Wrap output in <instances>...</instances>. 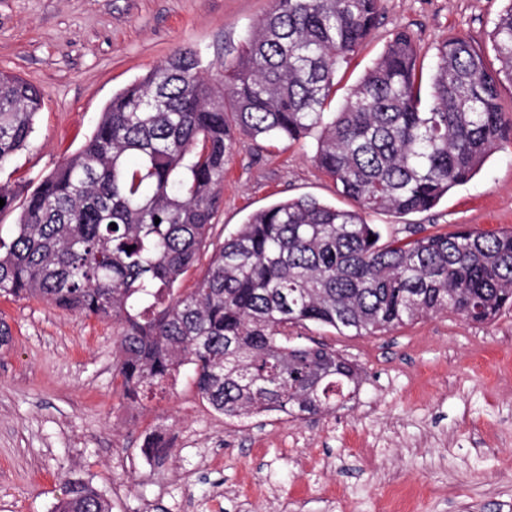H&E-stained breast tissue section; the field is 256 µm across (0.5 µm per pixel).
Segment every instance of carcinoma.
Returning <instances> with one entry per match:
<instances>
[{
	"label": "carcinoma",
	"instance_id": "obj_1",
	"mask_svg": "<svg viewBox=\"0 0 512 512\" xmlns=\"http://www.w3.org/2000/svg\"><path fill=\"white\" fill-rule=\"evenodd\" d=\"M381 7L271 0L224 70L178 48L113 94L88 140L18 206L10 239L0 236V296L112 322L126 399L188 368L230 419L328 414L356 391L358 368L323 343L290 344L292 327L375 335L443 311L482 325L512 310V230L384 241L364 218L431 210L512 141L499 92L512 84V0L491 33L498 68L450 36L425 99L414 37L399 30L334 109L336 72ZM42 104L36 86L0 71V170L30 144ZM239 135L314 137L315 164L359 209L285 199L213 241ZM207 249L197 287L177 293ZM54 512L111 506L73 478Z\"/></svg>",
	"mask_w": 512,
	"mask_h": 512
}]
</instances>
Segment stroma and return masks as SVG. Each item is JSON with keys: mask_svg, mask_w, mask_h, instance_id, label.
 I'll return each instance as SVG.
<instances>
[{"mask_svg": "<svg viewBox=\"0 0 512 512\" xmlns=\"http://www.w3.org/2000/svg\"><path fill=\"white\" fill-rule=\"evenodd\" d=\"M503 0H384L377 27L336 75V101L396 31L412 33L423 78L444 38L499 63L490 35ZM270 0H0V69L43 95L27 149L0 170L17 196L78 150L113 92L177 48L220 69ZM314 138H239L216 224L312 196L353 210L313 161ZM383 233L512 229V146L430 211L368 215ZM13 342L0 350V512H52L82 477L112 512H512V311L479 326L451 313L375 336L307 324L362 379L335 412L229 419L190 373L136 403L116 371L117 330L37 299L0 297ZM168 449L143 465L144 449Z\"/></svg>", "mask_w": 512, "mask_h": 512, "instance_id": "obj_1", "label": "stroma"}]
</instances>
